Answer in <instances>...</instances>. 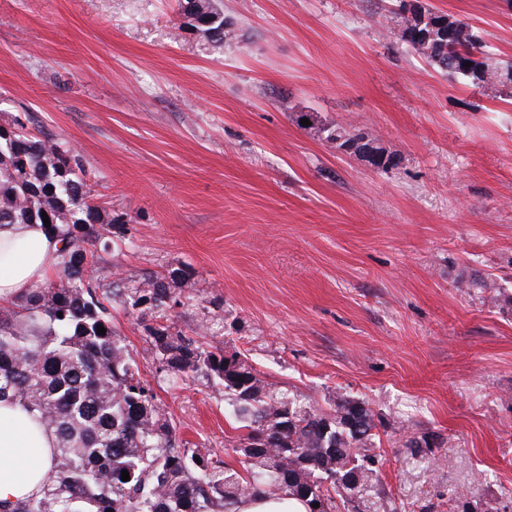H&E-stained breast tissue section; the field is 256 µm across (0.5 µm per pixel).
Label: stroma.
<instances>
[{
	"instance_id": "1",
	"label": "stroma",
	"mask_w": 512,
	"mask_h": 512,
	"mask_svg": "<svg viewBox=\"0 0 512 512\" xmlns=\"http://www.w3.org/2000/svg\"><path fill=\"white\" fill-rule=\"evenodd\" d=\"M427 2L512 58L505 0ZM223 6L240 37L214 47L178 34L177 0H0V117L82 156L128 222L110 273L189 268L177 328L213 325L204 348L312 408L373 410L378 476L347 512H512V99L408 51L382 0ZM304 112L395 164L337 151ZM114 324L183 440L239 467L222 387L157 373L136 314ZM312 129L316 130L315 132L318 134L320 138H322V135H324V138L326 141L329 142H336L338 140H342L340 143L336 145L337 149H340L344 147L349 142H358L362 140L368 139L367 143H372L374 150L377 152L380 156H386V159L384 163L380 164L378 166V169H386L389 165L393 163L394 155L392 153H389L386 148L383 146H380V143L378 142V139L374 137L372 133L362 131L361 129L353 128L352 130L347 129L344 126L341 125H333V126H318V127H311Z\"/></svg>"
}]
</instances>
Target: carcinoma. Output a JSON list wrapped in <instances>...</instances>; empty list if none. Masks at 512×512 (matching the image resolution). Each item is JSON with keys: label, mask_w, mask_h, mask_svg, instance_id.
I'll use <instances>...</instances> for the list:
<instances>
[{"label": "carcinoma", "mask_w": 512, "mask_h": 512, "mask_svg": "<svg viewBox=\"0 0 512 512\" xmlns=\"http://www.w3.org/2000/svg\"><path fill=\"white\" fill-rule=\"evenodd\" d=\"M200 2L213 21L206 38L234 39L236 31H224L221 0ZM436 18L446 34L427 44L406 38L417 18L405 12L396 37L447 78L474 88H488L484 72H512V61L485 49L471 25L446 13ZM2 130L12 136H0V224H41L45 212L47 231L62 247L55 280L0 308V401L21 402L56 439L50 483L37 497L0 503V512H228L257 492L319 504L309 512H337V501L374 480L378 435L370 408L339 393L330 411L311 409L263 379L243 353L207 350L178 329L173 314L191 299L193 275L184 268L150 270L131 286L99 267L127 240L128 227L92 203L82 158L66 143L32 133L18 117L0 124ZM316 133L338 149L366 140L385 157L380 169L393 163L369 132L333 125ZM117 306L144 322L145 353L158 371L223 386L233 416L247 429L235 445L242 470L184 445L115 328ZM124 470L128 481L121 480Z\"/></svg>", "instance_id": "1"}]
</instances>
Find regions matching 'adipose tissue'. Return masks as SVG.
I'll use <instances>...</instances> for the list:
<instances>
[{
  "instance_id": "obj_1",
  "label": "adipose tissue",
  "mask_w": 512,
  "mask_h": 512,
  "mask_svg": "<svg viewBox=\"0 0 512 512\" xmlns=\"http://www.w3.org/2000/svg\"><path fill=\"white\" fill-rule=\"evenodd\" d=\"M60 244L38 224L0 225V304L28 293L53 270ZM53 433L19 402L0 403V501L38 496L53 477Z\"/></svg>"
}]
</instances>
